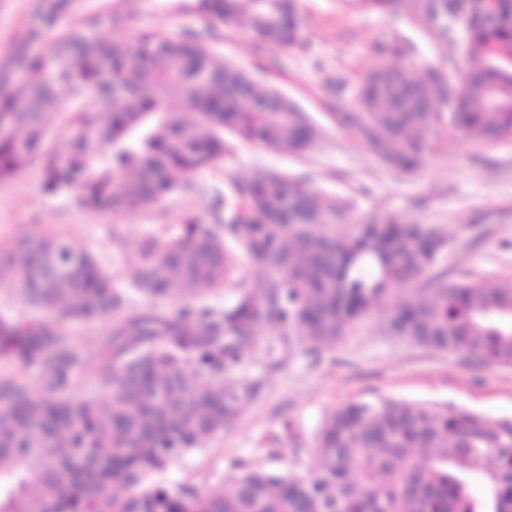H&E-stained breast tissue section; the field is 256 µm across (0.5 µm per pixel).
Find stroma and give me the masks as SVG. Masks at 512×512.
<instances>
[{"instance_id": "1", "label": "stroma", "mask_w": 512, "mask_h": 512, "mask_svg": "<svg viewBox=\"0 0 512 512\" xmlns=\"http://www.w3.org/2000/svg\"><path fill=\"white\" fill-rule=\"evenodd\" d=\"M51 2L0 0V65L22 48L48 50L52 36L109 14L115 22L103 35L110 40L133 42L149 32L200 40L225 63L284 95L317 128L318 139L299 154L233 141L221 165L191 175L190 191L118 214L93 213L69 199L46 196L37 167H30L0 182V257L24 238L61 234L91 253L113 287L124 290L142 262L145 240L177 238L190 221L222 228V200L231 195L233 182L275 169L345 202L346 222L386 216L437 231L447 245L431 278L512 279V140L486 143L443 120L429 135L422 166L401 173L336 123L337 113L354 110L362 80L378 66L412 75L431 69L457 79L472 65L461 44L439 40L421 21L370 8L365 0H297L299 41L286 49L256 43L241 24L207 27L194 11L196 0H69L54 15ZM47 14L54 17L49 36L29 41L31 27ZM42 317L23 302L11 269L0 268V319ZM112 323L109 317L65 323L66 335L94 364L78 373L75 392L98 389L94 368L112 362ZM241 374L261 378L262 387L237 423L156 473L155 481L205 489L255 466L307 475L322 421L351 400L390 397L512 421V366H488L386 334L376 316L316 354L296 339L282 347L277 332L263 330Z\"/></svg>"}]
</instances>
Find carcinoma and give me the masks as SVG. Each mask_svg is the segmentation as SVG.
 Listing matches in <instances>:
<instances>
[{
  "label": "carcinoma",
  "instance_id": "carcinoma-1",
  "mask_svg": "<svg viewBox=\"0 0 512 512\" xmlns=\"http://www.w3.org/2000/svg\"><path fill=\"white\" fill-rule=\"evenodd\" d=\"M440 0L430 32L456 42L478 65L461 78L449 123L487 142L512 137V72L493 51L512 50V0ZM205 22L244 19L262 42L288 47L299 20L286 0H197ZM112 15L55 38L47 53H23L0 70V180L40 167L43 192L90 210L148 209L182 190L197 169L224 161L234 138L277 151L308 149L317 131L302 112H282L274 91L212 55L200 42L148 34L136 44L104 38ZM121 84L107 94L105 75ZM439 80L383 66L338 124L386 165L418 168L439 113L416 87ZM265 102L263 112L249 102ZM63 117L69 147L48 143ZM224 233L188 222L179 237L146 246L130 291L177 298L174 315L127 312L112 323L113 360L101 391L72 392L84 354L57 326L0 321V354L43 372L33 398L0 377V512H512V425L467 410L440 411L383 397L329 413L309 478L250 468L228 486H166L150 477L233 426L260 382L234 378L264 329L315 352L369 313L416 344L490 365L512 364V281L427 288L445 239L422 224L367 219L347 234L336 199L302 179L258 170L237 182ZM267 274L239 282L233 305L197 303L228 284L241 256ZM27 304L62 320L93 322L125 308L129 295L69 239L40 235L3 260ZM396 286L403 298L384 306ZM484 491L470 492L474 478Z\"/></svg>",
  "mask_w": 512,
  "mask_h": 512
}]
</instances>
